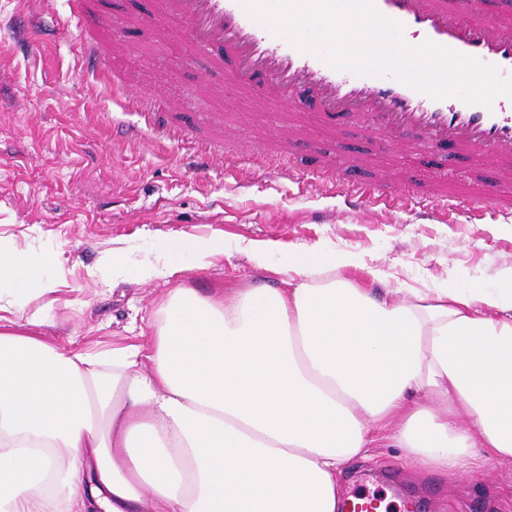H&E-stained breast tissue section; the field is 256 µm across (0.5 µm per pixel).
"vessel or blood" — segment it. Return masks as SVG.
I'll return each mask as SVG.
<instances>
[{"mask_svg":"<svg viewBox=\"0 0 512 512\" xmlns=\"http://www.w3.org/2000/svg\"><path fill=\"white\" fill-rule=\"evenodd\" d=\"M383 15L399 22L406 43L424 41L451 48L485 64L497 66L501 77L512 78V0H499L495 14H487L483 0H374ZM177 23L198 54L207 79L189 90L190 95L220 98L252 96L262 91L266 100L291 107L315 102V115L328 132L337 118L359 125L362 131L388 145L396 154L408 153L407 132H415L422 145L447 148L466 159L473 171L492 170L504 185L503 193L486 190L475 196L454 190L436 178L427 187L400 186L396 173L382 176L390 192L375 191L333 177L331 190L344 196L349 208L361 212L382 205L403 211L415 206L440 209L443 220L457 210L491 224L512 216V98L497 97L491 106L469 105L456 97L434 100L393 76L358 77L331 67L318 56L300 52L273 34L247 11L243 0H159L153 15L131 17L138 28L151 24L163 28ZM79 45L96 79L109 81L103 67L106 43L79 31ZM384 497L356 492L347 499V512H389Z\"/></svg>","mask_w":512,"mask_h":512,"instance_id":"b4317fda","label":"vessel or blood"}]
</instances>
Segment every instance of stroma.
<instances>
[{
	"instance_id": "stroma-1",
	"label": "stroma",
	"mask_w": 512,
	"mask_h": 512,
	"mask_svg": "<svg viewBox=\"0 0 512 512\" xmlns=\"http://www.w3.org/2000/svg\"><path fill=\"white\" fill-rule=\"evenodd\" d=\"M154 6L155 0H95L96 16L106 19L97 29L110 46V70L126 87L155 92L180 109L183 132L158 129L132 143L117 129L141 116L111 86L85 76L71 0H0V236L44 262L45 275L66 278L44 336L73 351L146 345L171 289L208 295L217 287H280L279 276L251 261L247 247L253 242L271 244L274 266L300 259L322 264L346 251L359 265L390 270L417 288L498 286L501 271L512 266V222L483 224L465 210L450 224L378 207L358 215L342 198L313 189L300 193L292 181L307 173L316 141L334 160L356 153L367 158L363 169L346 171L349 179L388 168L417 184L441 172L461 186L472 174L459 160L431 151L394 156L347 121L335 140L306 123L307 137L279 155L274 129L303 121L302 114L259 96L236 108L187 96L203 71L182 33L123 28V14ZM206 122L223 135L222 156L197 171L191 138ZM244 149L276 168V175L242 171L236 157ZM212 236L223 239V255L167 281L131 277L109 286L87 276L113 250L135 267L163 255L175 239L188 264L195 239ZM364 488L399 508L416 504L421 512H512V462L453 483L405 469L398 449L376 448L371 459L351 465L340 493Z\"/></svg>"
}]
</instances>
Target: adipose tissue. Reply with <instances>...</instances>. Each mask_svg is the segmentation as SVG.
Listing matches in <instances>:
<instances>
[{
  "label": "adipose tissue",
  "instance_id": "adipose-tissue-1",
  "mask_svg": "<svg viewBox=\"0 0 512 512\" xmlns=\"http://www.w3.org/2000/svg\"><path fill=\"white\" fill-rule=\"evenodd\" d=\"M223 252L203 239L192 265L139 276ZM355 268L178 288L148 346L92 355L34 334L65 281L0 242V512H340L346 469L382 442L419 473L512 461V268L489 291Z\"/></svg>",
  "mask_w": 512,
  "mask_h": 512
}]
</instances>
